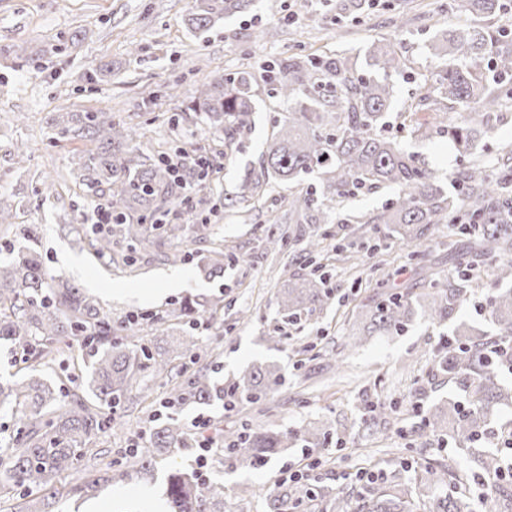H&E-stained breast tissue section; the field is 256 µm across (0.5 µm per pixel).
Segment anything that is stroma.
Here are the masks:
<instances>
[{"label":"stroma","mask_w":512,"mask_h":512,"mask_svg":"<svg viewBox=\"0 0 512 512\" xmlns=\"http://www.w3.org/2000/svg\"><path fill=\"white\" fill-rule=\"evenodd\" d=\"M342 2L252 0L243 12L197 35L183 23L191 0H0V193L18 202L17 223L38 225L46 267L94 297L116 320L160 316L178 304L191 303L198 309L201 361L219 380H230L257 362L278 366L287 383L263 404L242 403L231 412L220 401L188 404L179 409L178 417L187 427L201 418L222 421L228 430L244 420L262 429L293 430L309 422L331 425L342 444L316 449L313 475L333 489L345 486L346 473L396 464L410 456L421 462L449 457L462 471L472 466L471 456L455 443L419 431L415 412L416 407L432 410L460 396L432 363L439 337L450 332V325L419 318L402 334L371 336L359 347L350 345L351 334L362 326L359 306L374 292L369 276L373 264L387 260L391 284L423 287L429 272L452 270L454 254L469 251V243L441 224L422 256L412 260L407 250L395 246L370 249L371 241L387 236L386 225L352 224L345 234L355 248L346 260L336 253V236H328L319 261L331 276L335 297L286 326L289 337L276 346L269 338L274 328L284 326L277 293L311 271L304 242L281 249L268 238V219L285 214L280 203L287 188L272 185L258 202L210 215L206 237L193 236L179 246L185 261H166V253L177 247L167 240L159 253L118 269L95 257L72 230L90 218L97 203L79 186L71 164L73 154L88 144L56 140L47 117L61 110L111 113L145 132L153 155L172 151L181 142L188 150L207 154L230 148V160L202 191L204 197L223 200L234 195L246 169L266 150L270 120L282 107L268 97L266 88H259L262 110L254 130L229 141L188 111L195 86L242 65L260 73L269 62L294 53L334 50L351 55L354 73L361 76L368 71V42L393 37L412 74H426L438 63L431 44L460 21L450 0H365L363 9L354 13L342 10ZM269 26L275 27L276 38L255 42L256 31ZM82 28L87 29V38L75 40V32ZM132 41L140 46L135 56L127 51ZM12 46L38 53V62L22 67L4 57V49ZM175 80L182 88L176 103L162 96L166 83ZM178 106L186 113L174 127L168 118ZM398 136L408 152L440 177L459 168L447 138L423 139L404 130ZM21 142L29 147L22 163L14 155ZM47 178L56 184L50 195L42 191ZM221 243L241 259L225 262L221 274L206 275L200 264ZM177 273L185 279L179 288L169 289ZM217 299L224 302L226 325L218 339L201 311ZM168 390V384L159 381L147 400H127L119 411L123 428L95 440L94 449L107 450L115 459L118 450L136 444L139 432L167 415ZM363 399L389 408V422L364 427L357 409ZM199 454L196 448L179 449L142 479L122 477L121 466L115 465L111 481L101 485L94 500L70 491L60 500L59 512H86L90 503L98 512H153L154 503L163 499L167 474L175 468L196 469ZM306 463L303 448L296 447L259 469L213 460L205 473L208 483L223 488L224 512H266L274 485L304 471Z\"/></svg>","instance_id":"stroma-1"}]
</instances>
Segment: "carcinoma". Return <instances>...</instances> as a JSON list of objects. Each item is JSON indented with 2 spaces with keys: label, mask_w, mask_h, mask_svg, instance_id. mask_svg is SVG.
<instances>
[{
  "label": "carcinoma",
  "mask_w": 512,
  "mask_h": 512,
  "mask_svg": "<svg viewBox=\"0 0 512 512\" xmlns=\"http://www.w3.org/2000/svg\"><path fill=\"white\" fill-rule=\"evenodd\" d=\"M185 20L188 29L204 31L246 9L251 0H191ZM464 14L497 17L508 13L512 0H460ZM445 58L437 70L416 85L403 112L413 116L411 133L429 139L448 137L458 157L466 160L447 190L434 170L406 151L398 135L389 131L395 100L394 76H405V61L396 40L374 41L366 47L370 70L353 76V63L344 52L291 55L265 69L269 97L288 104L272 125L271 144L251 168L224 207L260 199L275 182L288 185V218L302 225L307 252L322 250L331 223L343 202L366 191L392 189L395 195L375 214L346 215L341 224H392L395 242L411 249L415 259L429 245L435 226L446 224L454 233L475 240L460 256L454 272L431 279V291L414 287L379 291L360 305L368 319L363 335L391 336L405 330L416 317L444 324L473 302L480 288L478 268L494 262L500 282H512V143L501 148L493 165L475 151L486 129L505 119L512 99V28L474 26L464 20L443 33L432 46ZM254 74L242 70L213 77L196 87L190 110L200 114L215 133L228 139L252 130L257 111ZM421 112L452 113L445 123H422ZM48 124L56 139H80L94 144L72 157L79 185L112 206L114 227L108 231L82 224L76 232L99 257L131 267L136 256L158 248L163 238H177L183 226L166 221L171 208H181L185 192L200 177L197 166L171 168L165 157L141 155L136 131L113 120L108 112H54ZM15 200L0 196V224H13ZM24 245L0 263V342L21 350L23 374L11 385L0 384V407L15 408L21 427L14 436H0V483L20 491L24 512H53L63 497L58 479L76 475L77 490L89 494L112 478V467L86 468L84 459L92 439L121 425L103 408L119 407L134 390L145 396L143 378H163L178 359L192 358L199 338L182 327L195 309L188 305L169 310L162 322L180 326L177 344L162 348L145 338L133 323L112 320L94 299L67 281L50 275L38 255L37 236L28 224L17 226ZM127 251H115L117 241ZM333 289L324 277L311 274L288 284L277 298L279 311L289 320L331 300ZM487 313L495 333L474 335L457 326L437 361L448 382L468 395V405L448 401L421 417V425L466 447L476 464L467 481L472 489L448 492V484H462L452 464L428 461L404 464L408 478L386 468L347 476L349 493L317 499V489L303 479L283 481L268 496V512H348L349 499L358 512H475L474 500L498 505L512 503V430L499 448L482 449L487 418L501 405L512 406V289L492 294ZM78 336L88 339L90 360L86 393L95 403L69 394L49 380L44 367L65 355ZM285 384L275 365H254L227 386H219L202 371L193 372L177 390L175 401L208 404L227 399L230 410L238 400L264 401ZM224 456L247 469H258L297 444L322 448L330 429L307 423L294 431L242 429L224 431ZM195 436L170 417L151 428L142 444L125 454L122 475L131 478L155 465L157 456L189 448ZM167 512H224V494L204 483L195 470H174L165 480Z\"/></svg>",
  "instance_id": "carcinoma-1"
}]
</instances>
